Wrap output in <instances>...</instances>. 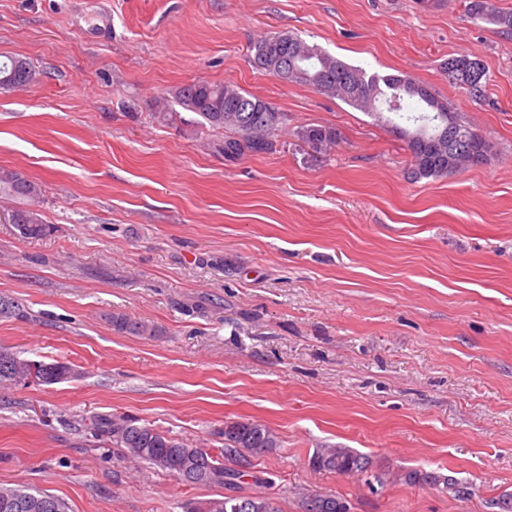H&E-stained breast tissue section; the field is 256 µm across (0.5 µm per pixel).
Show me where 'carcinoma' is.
Returning a JSON list of instances; mask_svg holds the SVG:
<instances>
[{"label": "carcinoma", "mask_w": 512, "mask_h": 512, "mask_svg": "<svg viewBox=\"0 0 512 512\" xmlns=\"http://www.w3.org/2000/svg\"><path fill=\"white\" fill-rule=\"evenodd\" d=\"M473 18L512 35V11L501 9L496 0H469ZM252 65L278 79L281 61L288 59L287 81L314 88L337 98L348 106L384 121V112L394 113L407 126H395L411 156V175L415 179L439 178L488 161L472 160L475 151L490 144L471 125L461 121L448 101L438 98L427 85L404 74L369 73L310 44L287 31L261 36L253 41ZM470 58L461 55L448 59L443 70L448 82L465 90L471 97L484 95L488 81L485 68L471 74L460 69ZM40 81V71L24 58L0 61V88H20ZM192 112L212 127L228 131L224 136V159L234 161L241 156L267 154L275 150L284 114L271 103L245 92L232 84L196 81L179 87L172 99H163L166 111L172 104ZM295 136L314 153L325 154L337 143L338 135L330 128L302 127ZM17 199L20 205L8 210L13 224L25 237H39L47 225L35 209L42 196L41 185L22 173L0 169V198ZM26 311L15 298L0 295V318H24ZM114 330L134 336L148 333L141 322L122 313L112 314ZM25 360L6 348H0V386L18 385V373H25ZM94 428L121 450L124 462L145 464L160 470L183 484L234 490L243 477L251 475L253 459L273 451L279 445L278 433L262 423L224 424V445L220 448H192L150 424L138 425L121 416L97 419ZM311 464L319 470L365 477V483L384 485L391 481L406 485L426 484L439 488L457 500L472 495L469 483L435 472L405 470L391 477L374 468L372 460L350 448L327 446L318 448ZM11 499L18 504L12 512H67L60 498L46 492H31L24 487L0 486V503ZM319 512H349L347 501L334 495L321 496ZM491 512H512V492H502L487 501ZM185 512H282L277 500L265 494H225L218 498L192 499Z\"/></svg>", "instance_id": "obj_1"}]
</instances>
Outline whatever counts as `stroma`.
<instances>
[{
  "instance_id": "stroma-1",
  "label": "stroma",
  "mask_w": 512,
  "mask_h": 512,
  "mask_svg": "<svg viewBox=\"0 0 512 512\" xmlns=\"http://www.w3.org/2000/svg\"><path fill=\"white\" fill-rule=\"evenodd\" d=\"M467 0H0V57L40 83L0 89V168L44 189L48 229L0 222V347L61 360L70 379L0 387V485L69 512H183L220 495L116 463L91 421L121 414L190 446L259 421L281 446L240 491L301 512L300 492L350 512H488L512 492V36ZM105 10L109 29L88 17ZM288 30L369 72L408 73L475 126L486 164L413 179L395 132L343 102L255 69L251 40ZM481 60L470 97L442 72ZM194 81L231 83L286 121L275 151L228 162L224 133L152 101ZM335 129L329 154L302 127ZM120 312L156 330L112 327ZM381 469L468 481L435 488L321 471L316 448ZM473 61L465 55L452 57L444 65L443 70L448 77V82L458 85L471 97H481L484 95L485 87L488 81V75L485 68L480 64V71L474 74L462 71L459 66Z\"/></svg>"
}]
</instances>
